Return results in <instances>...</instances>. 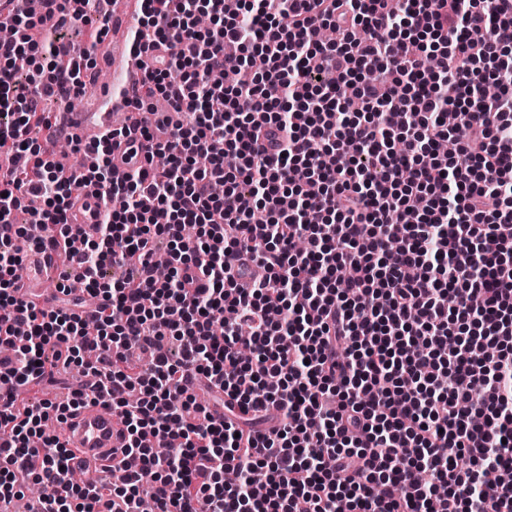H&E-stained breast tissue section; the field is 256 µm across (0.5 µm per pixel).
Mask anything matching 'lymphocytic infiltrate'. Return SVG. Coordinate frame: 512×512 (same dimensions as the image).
Wrapping results in <instances>:
<instances>
[{
  "mask_svg": "<svg viewBox=\"0 0 512 512\" xmlns=\"http://www.w3.org/2000/svg\"><path fill=\"white\" fill-rule=\"evenodd\" d=\"M139 23L161 53L120 134L169 164L121 181L112 135L64 136L41 106L81 92L90 55L61 62L20 9L0 42V382L94 377L0 406V502L32 481L41 512L146 497L155 512H512V0H143ZM45 129L96 163L58 169ZM89 183L100 222L78 239L67 214ZM25 246L56 249L80 289L32 309L15 290ZM245 254L261 270L247 288L231 264ZM95 300L110 312L92 362L78 310ZM189 374L213 382L220 423ZM103 396L127 432L124 480L69 482L74 454L44 426Z\"/></svg>",
  "mask_w": 512,
  "mask_h": 512,
  "instance_id": "1",
  "label": "lymphocytic infiltrate"
}]
</instances>
